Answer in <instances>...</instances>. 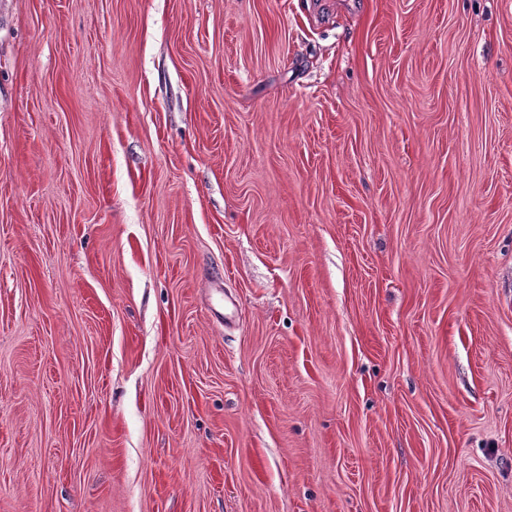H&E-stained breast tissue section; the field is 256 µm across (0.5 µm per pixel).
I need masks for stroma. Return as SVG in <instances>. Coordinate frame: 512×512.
I'll list each match as a JSON object with an SVG mask.
<instances>
[{"mask_svg": "<svg viewBox=\"0 0 512 512\" xmlns=\"http://www.w3.org/2000/svg\"><path fill=\"white\" fill-rule=\"evenodd\" d=\"M0 512H512V0H0Z\"/></svg>", "mask_w": 512, "mask_h": 512, "instance_id": "obj_1", "label": "stroma"}]
</instances>
